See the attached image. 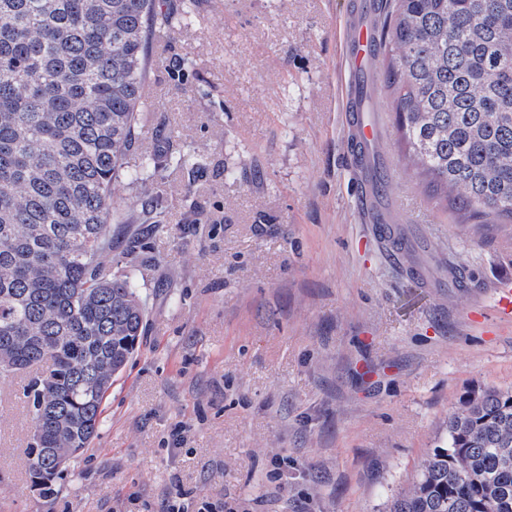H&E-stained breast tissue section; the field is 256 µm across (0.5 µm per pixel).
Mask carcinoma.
I'll return each instance as SVG.
<instances>
[{
  "mask_svg": "<svg viewBox=\"0 0 512 512\" xmlns=\"http://www.w3.org/2000/svg\"><path fill=\"white\" fill-rule=\"evenodd\" d=\"M181 22L158 0H0V378L23 376L39 494L98 435L115 377L137 349L147 306L136 260L112 271L118 185L189 150L143 148L150 34ZM377 66L404 165L443 206L512 224V0H389ZM393 256L417 262L403 235ZM449 284L473 275L448 263ZM391 512H512V387L471 391Z\"/></svg>",
  "mask_w": 512,
  "mask_h": 512,
  "instance_id": "carcinoma-1",
  "label": "carcinoma"
}]
</instances>
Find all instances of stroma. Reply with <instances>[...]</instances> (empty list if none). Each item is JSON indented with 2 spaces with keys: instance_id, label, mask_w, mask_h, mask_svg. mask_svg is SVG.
<instances>
[{
  "instance_id": "obj_1",
  "label": "stroma",
  "mask_w": 512,
  "mask_h": 512,
  "mask_svg": "<svg viewBox=\"0 0 512 512\" xmlns=\"http://www.w3.org/2000/svg\"><path fill=\"white\" fill-rule=\"evenodd\" d=\"M142 139L205 158L154 189L141 346L98 436L43 497L25 474L22 383L0 380V512H163L179 492L236 512H390L461 396L512 387V323L485 316L512 274V224L429 202L394 126L381 159L421 263L470 287L419 288L366 236L344 151L339 43L350 0H159ZM281 467L282 477L270 473Z\"/></svg>"
}]
</instances>
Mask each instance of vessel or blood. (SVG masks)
Segmentation results:
<instances>
[{
  "instance_id": "1",
  "label": "vessel or blood",
  "mask_w": 512,
  "mask_h": 512,
  "mask_svg": "<svg viewBox=\"0 0 512 512\" xmlns=\"http://www.w3.org/2000/svg\"><path fill=\"white\" fill-rule=\"evenodd\" d=\"M377 10L376 0H356L346 17L340 55L349 79L342 95L341 110L351 170L359 185L358 209L370 224L374 236L384 240L388 238L394 220L385 203V194L377 189L378 173L372 155L381 127L365 117L361 86V78L365 75L375 85L382 80L381 71L371 65L380 52L379 28L375 20ZM490 308L496 318L512 320V281L496 288Z\"/></svg>"
}]
</instances>
